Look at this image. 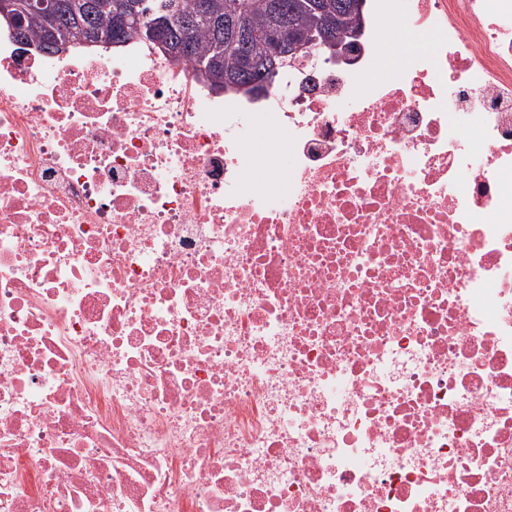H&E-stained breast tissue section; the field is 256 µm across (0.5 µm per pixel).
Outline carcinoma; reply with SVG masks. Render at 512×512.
<instances>
[{
	"label": "carcinoma",
	"mask_w": 512,
	"mask_h": 512,
	"mask_svg": "<svg viewBox=\"0 0 512 512\" xmlns=\"http://www.w3.org/2000/svg\"><path fill=\"white\" fill-rule=\"evenodd\" d=\"M118 0H71L73 8L60 15L50 24L44 14L29 12L16 26V40L30 45L44 44L48 36L60 42L81 43L88 33H93L106 43L124 44L130 38H142L141 29L158 16L172 15L191 21L188 33L177 30L168 33V41L185 51V61L193 65L199 61L211 64L207 80L224 88L237 80L244 66V57L260 56L269 41L277 39L288 63L300 53L297 35L312 28L306 9L308 0H282L288 5V23H281L266 12L268 0H210L207 13L197 10V0H126L130 10L125 18L114 15ZM336 15L334 38L336 42L350 40L349 34L359 29L361 15L350 11L353 0H327ZM232 11L239 17H262V21L251 29L245 46L236 48L227 38V31L216 27V15Z\"/></svg>",
	"instance_id": "1"
}]
</instances>
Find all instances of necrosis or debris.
I'll return each instance as SVG.
<instances>
[{
    "mask_svg": "<svg viewBox=\"0 0 512 512\" xmlns=\"http://www.w3.org/2000/svg\"><path fill=\"white\" fill-rule=\"evenodd\" d=\"M365 4L252 93L0 34V512H512V0Z\"/></svg>",
    "mask_w": 512,
    "mask_h": 512,
    "instance_id": "obj_1",
    "label": "necrosis or debris"
}]
</instances>
